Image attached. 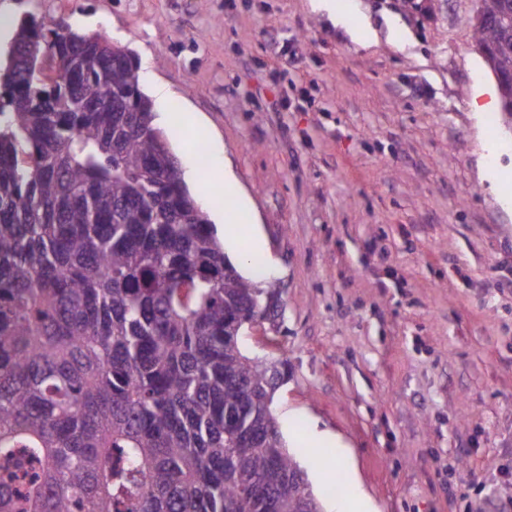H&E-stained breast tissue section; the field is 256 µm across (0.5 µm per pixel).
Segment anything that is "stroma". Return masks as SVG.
Returning <instances> with one entry per match:
<instances>
[{
  "mask_svg": "<svg viewBox=\"0 0 512 512\" xmlns=\"http://www.w3.org/2000/svg\"><path fill=\"white\" fill-rule=\"evenodd\" d=\"M348 6L369 41L310 0H0L129 47L188 181L203 124L234 191L199 199L281 294L239 345L287 358L272 409L313 491L319 430L368 512H512V132L471 108L497 88L477 2Z\"/></svg>",
  "mask_w": 512,
  "mask_h": 512,
  "instance_id": "obj_1",
  "label": "stroma"
}]
</instances>
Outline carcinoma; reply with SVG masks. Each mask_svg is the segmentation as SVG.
Segmentation results:
<instances>
[{"instance_id":"cac0c4a2","label":"carcinoma","mask_w":512,"mask_h":512,"mask_svg":"<svg viewBox=\"0 0 512 512\" xmlns=\"http://www.w3.org/2000/svg\"><path fill=\"white\" fill-rule=\"evenodd\" d=\"M475 28L512 77V3ZM29 15L0 74V512H320L271 411L288 360L244 354L267 316L155 124L140 64ZM39 465L26 484L21 460Z\"/></svg>"}]
</instances>
